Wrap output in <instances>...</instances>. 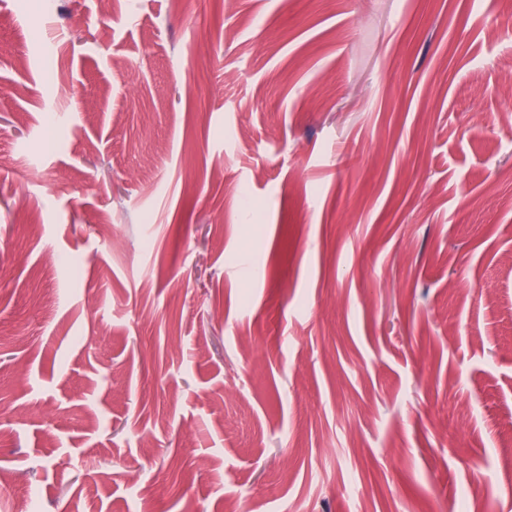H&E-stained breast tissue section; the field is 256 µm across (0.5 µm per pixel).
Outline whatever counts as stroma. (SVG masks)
<instances>
[{"instance_id":"1","label":"stroma","mask_w":512,"mask_h":512,"mask_svg":"<svg viewBox=\"0 0 512 512\" xmlns=\"http://www.w3.org/2000/svg\"><path fill=\"white\" fill-rule=\"evenodd\" d=\"M511 75L512 0H0V512H512Z\"/></svg>"}]
</instances>
